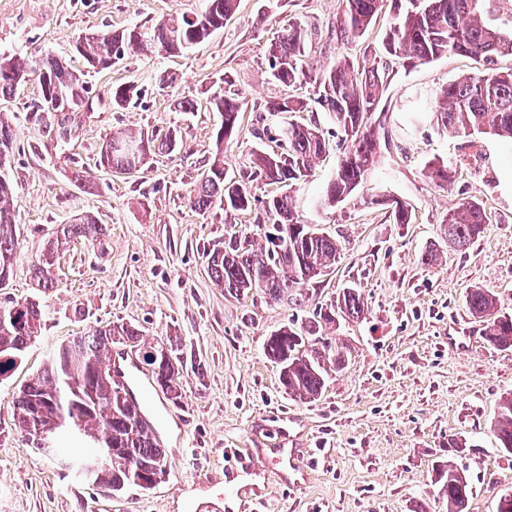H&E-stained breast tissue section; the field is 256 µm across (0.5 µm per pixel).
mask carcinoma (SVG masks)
<instances>
[{
  "mask_svg": "<svg viewBox=\"0 0 512 512\" xmlns=\"http://www.w3.org/2000/svg\"><path fill=\"white\" fill-rule=\"evenodd\" d=\"M382 0H341L342 14L336 26V41L343 45L357 42L366 34ZM484 0H405L397 22L386 31L381 52L369 66L342 56L314 75L307 73L306 56L312 33L300 22L288 21L281 34L266 45L272 79L285 88L315 83L318 100L329 112L336 132L341 135L343 151L336 173L321 199V206L334 207L357 192L367 181L382 153L380 137L372 131V116L388 86L389 65L383 57L397 58L410 66L426 64L443 55L480 57L491 63L498 56H512V33L506 34L482 21ZM238 0H207L201 18L184 16L174 23L159 20L120 32L96 31L75 42L74 50L87 66L96 70L112 67V52L121 51L132 59L141 51L175 56L185 53L224 28L235 15ZM38 111H44L47 99L58 108L79 112L87 104V89L81 75L53 57L46 58ZM26 66L15 57L0 60V99L14 97L25 81ZM230 79L224 90L210 97L212 110L221 113L222 124L216 132V152L202 172L196 187L188 193L190 206L207 211L215 205L224 214L245 212L256 205L253 182L264 179L280 186V192L263 201L265 244L256 251L248 237L231 233L224 248L210 252L207 271L211 279L224 286L231 296L245 297L260 291L275 302L294 303L305 298L311 284L336 266L342 245L319 229L312 230L299 216L292 192L311 173L313 164L327 152L328 143L317 123L278 125L274 134L268 129L255 133L262 141L250 154L247 165L228 170L221 145L234 134L245 99L233 89ZM300 97L285 94L270 103L273 117L283 112H303ZM435 124L459 136L492 134L512 139V70L491 71L464 76L437 93L431 107ZM268 143H263V140ZM174 129L158 139L142 133H118L100 152V163L123 172L132 168L128 149L141 155L171 154L180 145ZM15 134L8 116L0 113V172L11 163ZM429 178L438 187L452 181V168L439 164L429 169ZM395 224L411 223V212L399 200L388 204ZM16 193L13 184L0 175V284L9 282L16 254ZM487 215L475 199L459 201L448 209L441 237L458 248H467L480 236ZM104 235L102 225L92 217L67 224L56 238L47 242L41 257L32 267L37 287H54L52 266L62 245L83 237L97 240ZM471 314L488 321L483 335L499 348H512V315L498 314L496 295L487 288L471 289L465 299ZM337 308L348 318L364 314V302L352 287L343 290ZM44 306L32 299L0 305V376L14 369L43 324ZM335 322L330 312L317 313L306 328L295 331L285 327L268 337L264 350L273 362L284 361L282 385L300 401L312 402L322 393L325 368L307 353L306 341L320 332L321 324ZM141 330L132 324L109 323L90 336H80L65 345L64 356L48 360L41 378L25 385L14 404L15 425L21 430L48 432L54 442L41 447L44 457L57 459L61 434L70 430L88 439L92 448L112 449V479L103 487L113 493L133 485L131 479L155 474L159 465H168L166 450L157 446L144 424L139 408L130 401L128 390L98 372L109 366L112 345L122 344L144 352L142 363L149 367L154 385L173 402L181 398L186 362L172 346L146 345ZM493 425L500 448L512 453V394L504 397ZM438 478L441 491L448 497V512H468L472 487L464 472L455 466L441 465Z\"/></svg>",
  "mask_w": 512,
  "mask_h": 512,
  "instance_id": "carcinoma-1",
  "label": "carcinoma"
}]
</instances>
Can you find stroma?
<instances>
[{
    "label": "stroma",
    "mask_w": 512,
    "mask_h": 512,
    "mask_svg": "<svg viewBox=\"0 0 512 512\" xmlns=\"http://www.w3.org/2000/svg\"><path fill=\"white\" fill-rule=\"evenodd\" d=\"M401 2L382 0L362 43L344 46L335 38L341 0H240L223 30L180 56L148 54L97 71L74 53L80 34L177 20L201 12L206 0H0V55L28 66L26 83L1 106L16 134L5 175L16 189L19 237L0 305L38 297L46 310L21 364L0 381V512H448L436 475L448 462L470 478L469 512H495L499 495L512 491V454L493 434L500 400L512 393V348L490 345L485 319L465 304L469 290L486 288L500 311L512 313V141L454 136L430 117L440 88L484 70L482 60L446 55L390 75L375 118L391 146L368 186L373 195L405 202L408 224L355 197L320 206L339 138L313 86L302 87L308 109L295 118L317 120L329 147L297 186L296 206L305 223L342 244L335 271L302 305L226 294L206 263L207 253L224 245V211H195L186 198L220 148L222 118L207 100L228 77L248 106L220 149L227 168L246 163L255 129L284 94L270 77L265 47L288 20L311 31L306 62L317 71L342 52L362 61ZM49 56L84 74L90 108L66 122L34 109L39 65ZM162 74L174 82L159 87ZM120 85L138 92L125 110L111 102ZM183 96L197 100V111H174L173 100ZM174 128L181 150L149 157L136 173L116 174L99 163L113 132ZM439 162L454 170L444 188L428 177ZM462 198L482 201L489 222L476 242L458 250L441 239L440 222ZM85 215L103 224V236L63 247L55 288L39 294L33 264L61 225ZM432 250L437 259L426 261ZM351 285L362 294L363 315L337 319L323 332L346 355L344 369L327 365L315 401L288 396L279 367L265 355L266 339L286 326H306ZM457 321L470 334L462 348L449 341ZM110 322L137 325L144 341L172 343L187 362L202 365L184 374L179 402L151 392L169 438V467L149 491H100L39 454L13 421L19 389L41 376L47 358ZM295 443L315 460L308 476L274 477L251 454ZM235 448L245 456H232Z\"/></svg>",
    "instance_id": "1"
}]
</instances>
